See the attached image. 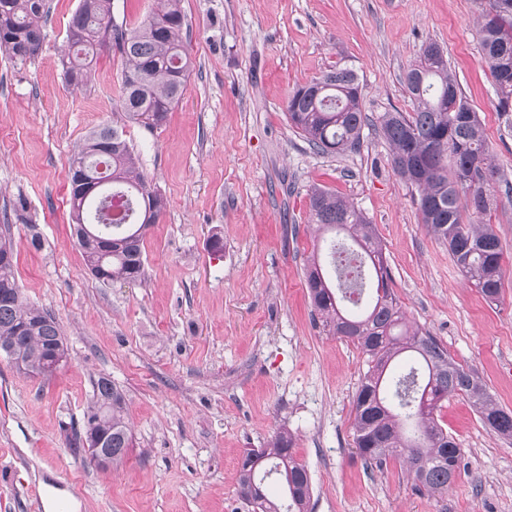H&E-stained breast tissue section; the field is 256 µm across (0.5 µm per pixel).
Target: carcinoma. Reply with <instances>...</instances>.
I'll return each instance as SVG.
<instances>
[{"instance_id":"obj_1","label":"carcinoma","mask_w":512,"mask_h":512,"mask_svg":"<svg viewBox=\"0 0 512 512\" xmlns=\"http://www.w3.org/2000/svg\"><path fill=\"white\" fill-rule=\"evenodd\" d=\"M181 0L161 8L136 28L117 22L112 0H79L66 32L64 78L78 87L88 79L98 51L111 47L123 60L119 117L147 129L162 126L183 94L192 61L181 38ZM48 19L47 0H0V49L25 63L39 50ZM479 43L496 88L498 109L512 110V0H488ZM412 111L386 112L380 132L393 171L415 190L422 224L448 247L453 262L490 302L503 286L502 249L488 224L469 216L491 211L495 167L481 120L448 72L444 50L423 45L405 74ZM355 70L347 65L296 86L287 103L288 121L315 151L355 149L364 113ZM311 220L321 232L344 233L348 241L322 239L305 268L313 312L328 332L347 338L367 357L352 402L354 442L369 464L391 458L405 462L415 488L434 497L448 491V471L460 474L462 451L435 412L453 396L468 400L488 432L512 437V412L500 407L484 381L465 370L437 337L412 330L393 289L381 240L363 213L336 192L314 187ZM70 206L77 244L90 274L104 283L144 279L143 240L166 208L151 190L136 158L115 126L91 130L70 164ZM32 378L52 376L66 359L61 329L48 311L27 301L16 279V255L9 230L0 232V348ZM86 433L69 439L79 449L98 435L112 442V464L123 462L132 436L126 398L112 380L93 383L85 412ZM275 478L284 497H267ZM238 493L256 512H308L307 469L293 453L292 437L275 434L263 448L244 455Z\"/></svg>"}]
</instances>
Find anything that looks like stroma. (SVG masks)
Here are the masks:
<instances>
[{
	"label": "stroma",
	"mask_w": 512,
	"mask_h": 512,
	"mask_svg": "<svg viewBox=\"0 0 512 512\" xmlns=\"http://www.w3.org/2000/svg\"><path fill=\"white\" fill-rule=\"evenodd\" d=\"M49 3L37 55L20 65L0 49V224L24 296L54 314L69 354L46 379L0 355V512H39L33 486L58 481L80 486L79 512H253L237 491L242 454L281 430L308 469L311 512H512V438L463 398L437 413L462 450L447 493L417 490L401 460L380 469L358 456L351 405L366 357L324 331L304 279L317 242L308 192L326 187L374 225L408 324L512 411V203L482 218L503 249L492 303L422 224L379 133L384 113L411 111L405 74L436 42L512 182V121L477 39L487 0H181L183 95L162 127H124L167 200L142 284L92 277L70 227V161L111 123L122 60L100 52L87 84L69 87L61 58L78 0ZM341 64L359 75L365 126L357 149L321 155L289 123L288 96ZM101 376L127 398L133 446L116 467L87 465L67 442Z\"/></svg>",
	"instance_id": "stroma-1"
}]
</instances>
